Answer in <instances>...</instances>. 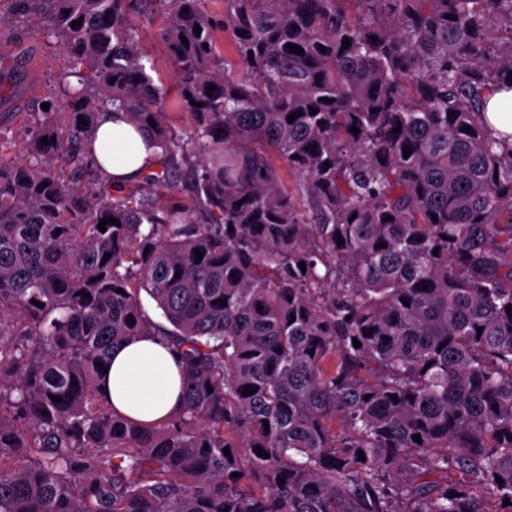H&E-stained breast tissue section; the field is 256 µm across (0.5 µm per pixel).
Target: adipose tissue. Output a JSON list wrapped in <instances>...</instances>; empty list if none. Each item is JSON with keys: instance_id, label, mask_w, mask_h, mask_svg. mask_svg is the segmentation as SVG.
Segmentation results:
<instances>
[{"instance_id": "adipose-tissue-1", "label": "adipose tissue", "mask_w": 512, "mask_h": 512, "mask_svg": "<svg viewBox=\"0 0 512 512\" xmlns=\"http://www.w3.org/2000/svg\"><path fill=\"white\" fill-rule=\"evenodd\" d=\"M97 168L113 185L131 184L157 166L156 149L118 113L100 114L92 145ZM183 367L178 354L156 336H139L115 348L103 397L121 415L142 423L175 416L183 407Z\"/></svg>"}]
</instances>
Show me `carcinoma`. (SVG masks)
<instances>
[{
    "instance_id": "obj_1",
    "label": "carcinoma",
    "mask_w": 512,
    "mask_h": 512,
    "mask_svg": "<svg viewBox=\"0 0 512 512\" xmlns=\"http://www.w3.org/2000/svg\"><path fill=\"white\" fill-rule=\"evenodd\" d=\"M14 2L78 87L0 157V512H512V134L486 117L512 0H224L233 75L203 0H145L187 138L129 0ZM112 108L159 168L88 193L55 163L96 171ZM187 164V202L159 205ZM148 334L184 367L150 424L99 391ZM140 21L141 45L144 53L150 59L154 69L150 71L156 84L161 81H168L172 89L171 96L176 98L172 86L173 63L169 53L159 37L160 29L164 26V18L159 15H152L149 18L136 14Z\"/></svg>"
}]
</instances>
